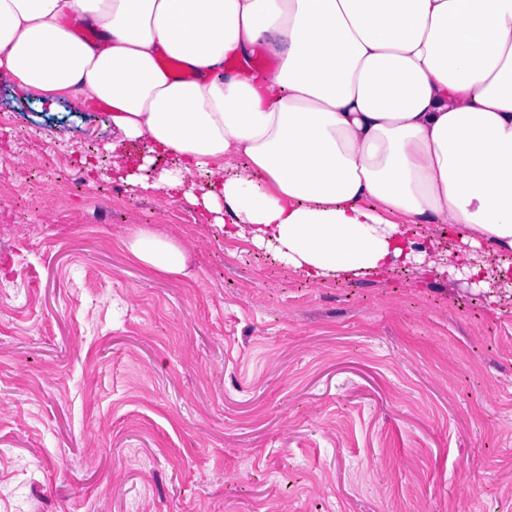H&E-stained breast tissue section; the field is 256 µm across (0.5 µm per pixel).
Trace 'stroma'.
<instances>
[{"instance_id": "1", "label": "stroma", "mask_w": 512, "mask_h": 512, "mask_svg": "<svg viewBox=\"0 0 512 512\" xmlns=\"http://www.w3.org/2000/svg\"><path fill=\"white\" fill-rule=\"evenodd\" d=\"M0 113V512H512V287L307 281L106 110L0 73ZM87 141L151 191L45 154ZM142 230L183 273L132 256Z\"/></svg>"}]
</instances>
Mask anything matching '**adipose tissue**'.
<instances>
[{"label":"adipose tissue","instance_id":"obj_1","mask_svg":"<svg viewBox=\"0 0 512 512\" xmlns=\"http://www.w3.org/2000/svg\"><path fill=\"white\" fill-rule=\"evenodd\" d=\"M1 70L105 104L307 279L442 264L420 229L446 224L512 275V0H0ZM130 252L184 269L149 231Z\"/></svg>","mask_w":512,"mask_h":512}]
</instances>
